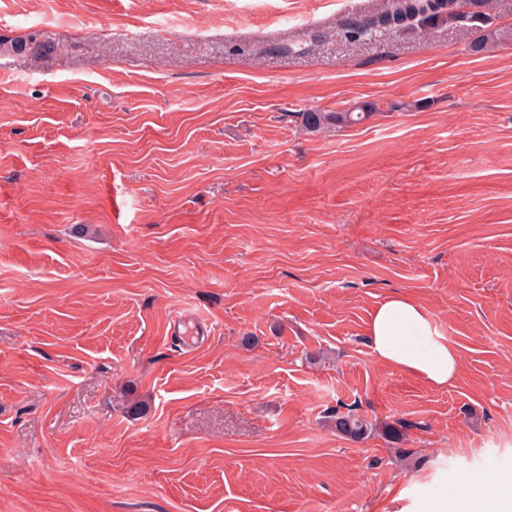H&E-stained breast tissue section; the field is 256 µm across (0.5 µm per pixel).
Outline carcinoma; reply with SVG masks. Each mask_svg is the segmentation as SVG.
I'll list each match as a JSON object with an SVG mask.
<instances>
[{"instance_id": "cac0c4a2", "label": "carcinoma", "mask_w": 512, "mask_h": 512, "mask_svg": "<svg viewBox=\"0 0 512 512\" xmlns=\"http://www.w3.org/2000/svg\"><path fill=\"white\" fill-rule=\"evenodd\" d=\"M499 0H391L389 7L376 14L350 17L336 27V40L352 45L375 42L384 37L428 36L441 27L461 28L478 37L469 44L475 55L488 49V40L482 32L493 24ZM13 48L28 49L35 54L49 55L57 50L55 44L39 39L32 33L26 42H16ZM376 108L362 104L344 111H321L297 113L299 126L310 133L345 128L370 118ZM328 422L337 434L352 441L365 439L371 430L370 423L354 411L345 413L332 411Z\"/></svg>"}]
</instances>
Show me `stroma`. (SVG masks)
Instances as JSON below:
<instances>
[{
	"instance_id": "35a3bbf8",
	"label": "stroma",
	"mask_w": 512,
	"mask_h": 512,
	"mask_svg": "<svg viewBox=\"0 0 512 512\" xmlns=\"http://www.w3.org/2000/svg\"><path fill=\"white\" fill-rule=\"evenodd\" d=\"M388 5L0 0L57 46L0 53V512H423L512 469V42L333 38ZM396 292L448 387L372 356ZM374 111H376V108L370 104H362L354 109L344 111L311 110L300 112L297 113V119L302 130L314 133L359 124L370 118L375 113ZM328 422L334 428L337 434L352 441H361L365 439L371 430L370 423L361 418L353 410L345 413L336 411L329 412Z\"/></svg>"
}]
</instances>
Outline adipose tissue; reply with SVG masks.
I'll list each match as a JSON object with an SVG mask.
<instances>
[{"instance_id": "ef3b65f1", "label": "adipose tissue", "mask_w": 512, "mask_h": 512, "mask_svg": "<svg viewBox=\"0 0 512 512\" xmlns=\"http://www.w3.org/2000/svg\"><path fill=\"white\" fill-rule=\"evenodd\" d=\"M373 357L434 387L451 384L459 371L456 345L439 332L430 315L413 298L395 293L373 311L367 325ZM433 512H512V475L496 480L474 494L441 498Z\"/></svg>"}]
</instances>
